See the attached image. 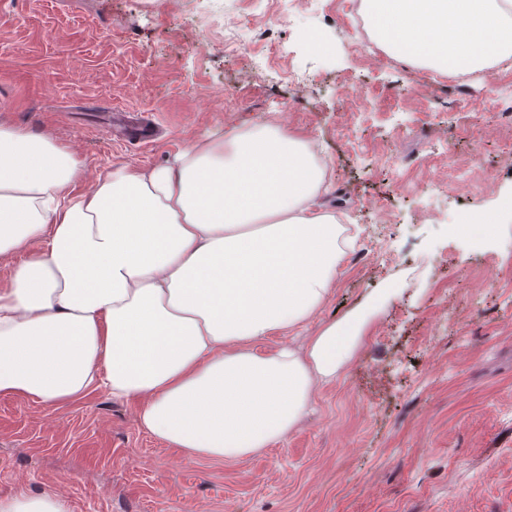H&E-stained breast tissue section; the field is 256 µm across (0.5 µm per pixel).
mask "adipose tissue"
Instances as JSON below:
<instances>
[{"label":"adipose tissue","instance_id":"obj_1","mask_svg":"<svg viewBox=\"0 0 512 512\" xmlns=\"http://www.w3.org/2000/svg\"><path fill=\"white\" fill-rule=\"evenodd\" d=\"M402 62L444 72L512 60V0H364ZM75 153L0 125V395L60 406L95 388L187 460L236 461L285 439L351 361L349 315L257 354L324 305L343 253L311 141L265 124L164 165L81 187ZM0 512H70L56 492Z\"/></svg>","mask_w":512,"mask_h":512}]
</instances>
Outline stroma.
<instances>
[{
  "label": "stroma",
  "mask_w": 512,
  "mask_h": 512,
  "mask_svg": "<svg viewBox=\"0 0 512 512\" xmlns=\"http://www.w3.org/2000/svg\"><path fill=\"white\" fill-rule=\"evenodd\" d=\"M362 0H0V123L68 145L87 181L277 121L328 166L355 243L321 310L266 354L399 286L302 425L263 454L185 461L97 389L0 396V496L71 512H512V66L431 80L370 51ZM248 21L241 29L240 21ZM156 122L150 146L114 116ZM496 212L489 237L456 214ZM0 512H70V508L63 495L41 491L0 498Z\"/></svg>",
  "instance_id": "35a3bbf8"
}]
</instances>
